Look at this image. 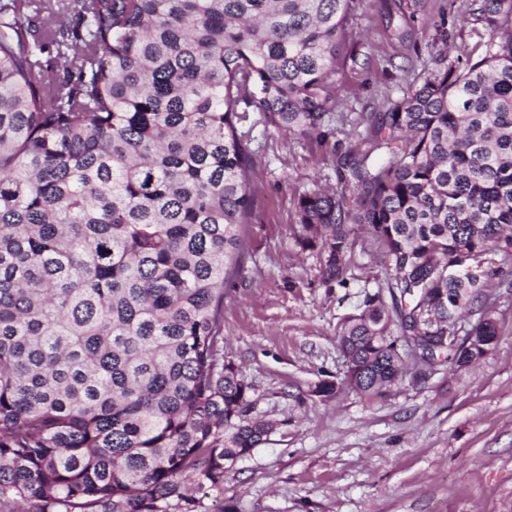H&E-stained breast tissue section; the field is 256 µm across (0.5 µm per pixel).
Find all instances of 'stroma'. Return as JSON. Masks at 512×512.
I'll return each mask as SVG.
<instances>
[{"label":"stroma","instance_id":"stroma-1","mask_svg":"<svg viewBox=\"0 0 512 512\" xmlns=\"http://www.w3.org/2000/svg\"><path fill=\"white\" fill-rule=\"evenodd\" d=\"M392 0H357L334 76L336 151L350 123L384 112L418 80L479 38L471 0H421L395 40ZM256 176L238 273L224 286V357L251 387L252 413L275 425L224 475L207 512H512V288L491 282L494 349L477 365L408 373L385 396L315 389L342 382L336 338L385 270L367 229L353 239L345 283L326 281L325 255L296 242L299 197L342 191L331 156L314 141L249 115Z\"/></svg>","mask_w":512,"mask_h":512}]
</instances>
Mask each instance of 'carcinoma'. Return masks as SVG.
I'll return each instance as SVG.
<instances>
[{
    "label": "carcinoma",
    "instance_id": "cac0c4a2",
    "mask_svg": "<svg viewBox=\"0 0 512 512\" xmlns=\"http://www.w3.org/2000/svg\"><path fill=\"white\" fill-rule=\"evenodd\" d=\"M0 0V512H204L263 444L224 361V282L252 212L248 112L336 152L333 75L353 0ZM479 54L362 113L345 191L297 205L296 242L345 282L351 225L386 288L337 345L344 387L402 381L397 342L453 366L498 336L512 274V0H478ZM63 60L47 80L41 55ZM497 259H492L489 254ZM486 311L470 342L448 324Z\"/></svg>",
    "mask_w": 512,
    "mask_h": 512
}]
</instances>
